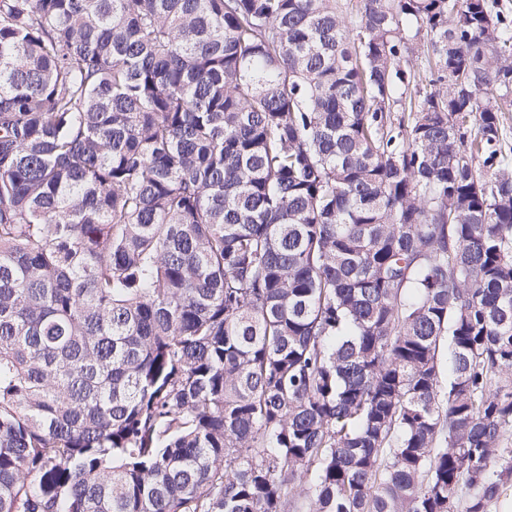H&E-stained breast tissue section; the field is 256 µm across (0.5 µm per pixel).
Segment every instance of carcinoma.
I'll list each match as a JSON object with an SVG mask.
<instances>
[{
	"instance_id": "carcinoma-1",
	"label": "carcinoma",
	"mask_w": 512,
	"mask_h": 512,
	"mask_svg": "<svg viewBox=\"0 0 512 512\" xmlns=\"http://www.w3.org/2000/svg\"><path fill=\"white\" fill-rule=\"evenodd\" d=\"M504 112L498 0H0V512H490Z\"/></svg>"
}]
</instances>
